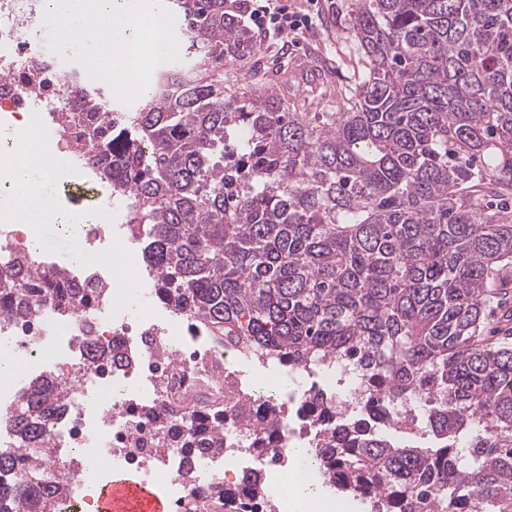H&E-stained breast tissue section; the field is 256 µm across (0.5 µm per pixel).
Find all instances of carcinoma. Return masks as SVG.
Segmentation results:
<instances>
[{
    "mask_svg": "<svg viewBox=\"0 0 512 512\" xmlns=\"http://www.w3.org/2000/svg\"><path fill=\"white\" fill-rule=\"evenodd\" d=\"M194 64L171 65L105 140L94 177L145 225L154 296L243 357L323 373L355 360L383 402L312 449L319 481L369 512H512V344L484 335L512 286V0H357L365 62L344 112H290L270 88L237 93L224 60L259 72L253 31L224 0H161ZM85 110L117 111L95 94ZM76 306L77 292L47 288ZM7 311L31 314L17 284ZM66 388L30 386L0 446V512H51L44 431ZM409 401L433 447L398 444ZM161 447L191 462L224 450V424L160 418ZM200 496L236 499L212 486Z\"/></svg>",
    "mask_w": 512,
    "mask_h": 512,
    "instance_id": "carcinoma-1",
    "label": "carcinoma"
}]
</instances>
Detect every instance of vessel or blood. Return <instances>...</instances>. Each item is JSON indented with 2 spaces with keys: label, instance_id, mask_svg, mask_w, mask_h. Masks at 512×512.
<instances>
[{
  "label": "vessel or blood",
  "instance_id": "obj_1",
  "mask_svg": "<svg viewBox=\"0 0 512 512\" xmlns=\"http://www.w3.org/2000/svg\"><path fill=\"white\" fill-rule=\"evenodd\" d=\"M99 512H167V503L157 485L117 469L99 489Z\"/></svg>",
  "mask_w": 512,
  "mask_h": 512
}]
</instances>
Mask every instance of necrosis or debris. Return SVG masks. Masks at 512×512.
Instances as JSON below:
<instances>
[{"label": "necrosis or debris", "mask_w": 512, "mask_h": 512, "mask_svg": "<svg viewBox=\"0 0 512 512\" xmlns=\"http://www.w3.org/2000/svg\"><path fill=\"white\" fill-rule=\"evenodd\" d=\"M44 14V0H0V110L18 120L29 119L45 147L71 157L79 152V129L59 127L57 115L81 112L87 88L36 51L34 30ZM111 208V195H102L97 221L80 226L83 244L99 254L79 275L61 279V287L85 288L90 296L84 306L65 313L43 296L38 274L49 269L47 257L17 225L0 224V277L24 267L29 274L24 286L40 307L33 315L0 317V338L20 355L24 367L21 379L0 390V445L13 444L8 412L29 382L53 377L72 389L69 403L55 411L45 428L53 447L69 451L67 457L56 458L53 467L70 483L58 512H85L90 505L81 489L85 457L95 446L106 467H120L169 488L173 512H183L193 490L176 475L169 457L149 455L158 424L148 407L165 404L177 422L191 417L208 422L215 410L232 415L253 405L255 395L231 361L234 347L202 339L193 325L158 322L149 300L135 316L125 313L117 291L125 272L100 245L112 232L122 243H133V227L102 223L101 215ZM89 339L105 350L120 348L127 365L88 360ZM302 386L301 394H289L287 404L276 409L278 442L262 451L241 439L225 442L223 453L194 464L198 482H220L229 493L242 495L245 476L225 475L239 457L250 456L260 469L286 468L290 448L319 447L335 424L363 412L366 402L376 397L361 380L343 397L324 390L308 373Z\"/></svg>", "instance_id": "necrosis-or-debris-1"}]
</instances>
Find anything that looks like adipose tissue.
Masks as SVG:
<instances>
[{
  "instance_id": "obj_1",
  "label": "adipose tissue",
  "mask_w": 512,
  "mask_h": 512,
  "mask_svg": "<svg viewBox=\"0 0 512 512\" xmlns=\"http://www.w3.org/2000/svg\"><path fill=\"white\" fill-rule=\"evenodd\" d=\"M47 13L57 22L59 35L82 51L91 71L106 79L123 78L125 92H144L135 76L145 56L165 50L160 16H133L127 0H48ZM15 144L17 156L0 164V184L8 188L0 194V216L25 226L43 198L54 193L65 159L45 148L28 125L16 128ZM304 454V449H291L292 464L279 476L286 512H320L325 503L319 487L305 477Z\"/></svg>"
}]
</instances>
